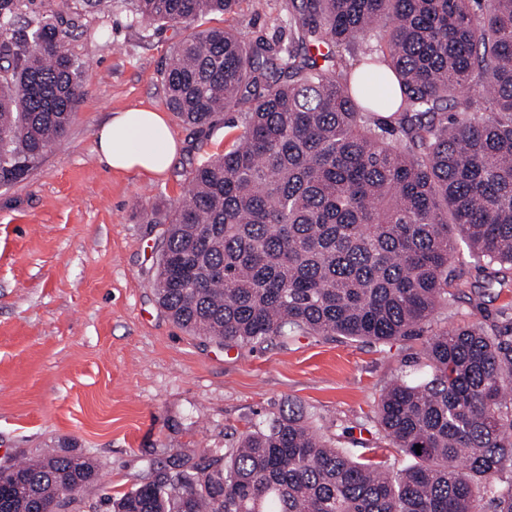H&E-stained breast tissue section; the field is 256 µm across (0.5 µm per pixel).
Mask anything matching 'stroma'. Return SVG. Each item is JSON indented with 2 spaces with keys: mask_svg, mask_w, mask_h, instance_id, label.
I'll list each match as a JSON object with an SVG mask.
<instances>
[{
  "mask_svg": "<svg viewBox=\"0 0 512 512\" xmlns=\"http://www.w3.org/2000/svg\"><path fill=\"white\" fill-rule=\"evenodd\" d=\"M35 9L74 20L69 48L82 64V95L64 139L22 180L0 185V463L75 446L98 477L60 512H111L105 497L151 481L160 466L189 469L230 453L294 403L322 439L403 469L405 455L383 437L375 411L398 375L425 374V337L304 334L227 347L179 328L156 300L163 220L181 205L191 170L244 127L235 111L201 133L169 111L161 71L192 26H141L126 0L86 10L37 0ZM287 17L288 0H241L202 25L284 42ZM136 107L163 112L179 144L163 175L107 170L94 151L112 113ZM152 211L159 223L145 222ZM458 258L483 289L482 310L458 301L434 329L504 324L512 288L486 287L490 267L464 250Z\"/></svg>",
  "mask_w": 512,
  "mask_h": 512,
  "instance_id": "35a3bbf8",
  "label": "stroma"
}]
</instances>
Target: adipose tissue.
Here are the masks:
<instances>
[{"mask_svg":"<svg viewBox=\"0 0 512 512\" xmlns=\"http://www.w3.org/2000/svg\"><path fill=\"white\" fill-rule=\"evenodd\" d=\"M95 151L109 170L159 175L173 163L178 145L160 113L133 108L114 113L96 133Z\"/></svg>","mask_w":512,"mask_h":512,"instance_id":"obj_1","label":"adipose tissue"}]
</instances>
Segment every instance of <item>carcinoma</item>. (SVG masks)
<instances>
[{"instance_id":"obj_1","label":"carcinoma","mask_w":512,"mask_h":512,"mask_svg":"<svg viewBox=\"0 0 512 512\" xmlns=\"http://www.w3.org/2000/svg\"><path fill=\"white\" fill-rule=\"evenodd\" d=\"M240 0H128L132 20L191 24ZM290 0L288 42L190 34L163 70L168 108L202 132L248 105L196 167L152 283L179 326L226 346L300 334L428 336L429 372L381 396L392 477L313 434L293 407L221 461L163 467L112 512H512V326L434 331L481 291L460 245L512 287V0ZM0 0V183L66 134L81 65L58 16ZM376 39V44L369 43ZM343 45L349 58L323 48ZM421 453H416V446ZM97 478L50 450L0 469V512H51Z\"/></svg>"}]
</instances>
